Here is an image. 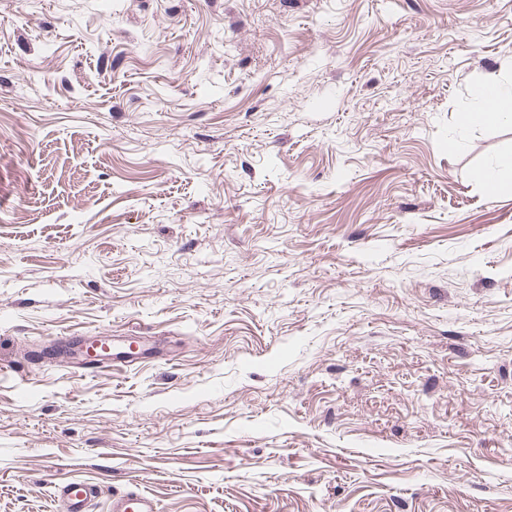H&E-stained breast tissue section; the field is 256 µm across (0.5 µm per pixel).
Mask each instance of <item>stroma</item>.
I'll use <instances>...</instances> for the list:
<instances>
[{"mask_svg":"<svg viewBox=\"0 0 512 512\" xmlns=\"http://www.w3.org/2000/svg\"><path fill=\"white\" fill-rule=\"evenodd\" d=\"M489 76L512 0H0V512H512ZM493 92L494 100L489 99V92ZM478 95L483 101L482 106L474 111L463 112L460 115V121L464 125H486L500 122L511 118L512 112V93L505 95L499 88L496 78H490L484 81L478 91ZM491 104L495 107V112H488ZM58 491L64 512H89L92 501L98 495L97 485L85 481L62 483ZM156 510L153 499L135 486L112 496L111 512H156Z\"/></svg>","mask_w":512,"mask_h":512,"instance_id":"1","label":"stroma"}]
</instances>
